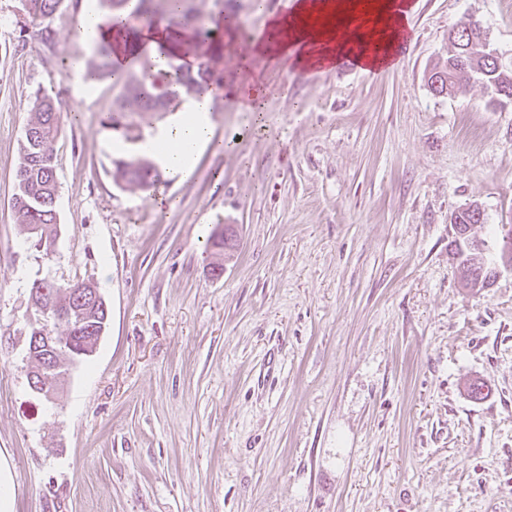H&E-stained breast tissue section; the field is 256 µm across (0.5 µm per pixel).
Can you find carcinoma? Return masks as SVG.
<instances>
[{
	"label": "carcinoma",
	"instance_id": "1",
	"mask_svg": "<svg viewBox=\"0 0 512 512\" xmlns=\"http://www.w3.org/2000/svg\"><path fill=\"white\" fill-rule=\"evenodd\" d=\"M63 0H26L23 11L28 21L41 26L39 32L44 43L53 40L51 29L45 23L58 11ZM209 11L204 12L197 0H101L110 13L130 9L128 24L131 31L137 26L162 25L186 36V39L171 37V44L181 47V53L165 46L159 53L166 59L167 69L161 71L165 81L156 85L150 81L155 74L147 50L133 56L138 62L140 76L129 71L112 68V47L102 43L98 48L97 59L82 65L81 74L85 79H97L102 73L112 74V83L120 89L116 108L105 123L121 133L130 142L141 139L136 133L131 117L142 112H165L181 97H194L210 94L214 105L223 102L220 91L223 89L224 73V29L210 27L214 19L228 20L233 27L240 26L238 13L227 9L226 0H209ZM484 31L472 17L466 16L453 27L448 36L451 50L448 60L441 67H434L428 78L432 91L439 95H452L456 81H448L454 76L458 63L465 61L472 68V78L490 89L500 98L507 97L504 89H512V70H497L496 64L488 56L475 51L469 57L471 44L479 40ZM192 53L198 60V69L192 72L180 64L181 56ZM30 119L19 144V161L16 171V192L14 210L17 223L36 231L30 233V242L38 238H51L57 232L58 213L53 203L58 194V183L53 163L52 143L58 134L60 104L49 92L39 88L31 96ZM112 180L117 185H137L153 187L160 181V173L144 155H129L112 161ZM105 313H99L96 321L72 322L73 333L84 339L96 334V323L102 321Z\"/></svg>",
	"mask_w": 512,
	"mask_h": 512
}]
</instances>
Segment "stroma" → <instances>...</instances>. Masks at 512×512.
<instances>
[{
    "label": "stroma",
    "mask_w": 512,
    "mask_h": 512,
    "mask_svg": "<svg viewBox=\"0 0 512 512\" xmlns=\"http://www.w3.org/2000/svg\"><path fill=\"white\" fill-rule=\"evenodd\" d=\"M398 67L248 65L263 111L211 114L220 151L160 187L113 184L117 95L64 0L43 44L0 0V496L7 512H512V272L458 279L451 218L512 227V101L430 68L472 14L512 52V0H414ZM62 105L51 251L13 209L28 101ZM234 225L238 248L210 245ZM224 272L214 275L215 262ZM99 290L110 322L52 400L29 389L31 284ZM487 381L484 399L465 388Z\"/></svg>",
    "instance_id": "1"
}]
</instances>
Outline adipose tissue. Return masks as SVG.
Segmentation results:
<instances>
[{
  "mask_svg": "<svg viewBox=\"0 0 512 512\" xmlns=\"http://www.w3.org/2000/svg\"><path fill=\"white\" fill-rule=\"evenodd\" d=\"M412 0H291L287 19L270 16L261 56L300 69L320 70L343 59L365 69L395 66L408 35ZM212 99L186 97L181 107L138 146L171 175L192 172L212 142Z\"/></svg>",
  "mask_w": 512,
  "mask_h": 512,
  "instance_id": "1",
  "label": "adipose tissue"
}]
</instances>
